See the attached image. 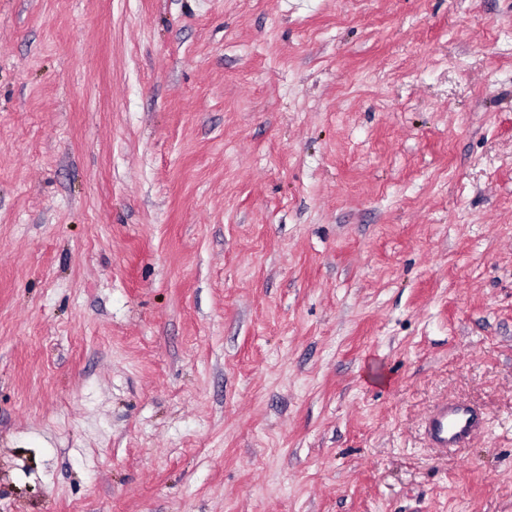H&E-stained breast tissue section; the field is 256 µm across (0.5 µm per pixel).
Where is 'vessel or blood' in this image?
<instances>
[{
  "mask_svg": "<svg viewBox=\"0 0 512 512\" xmlns=\"http://www.w3.org/2000/svg\"><path fill=\"white\" fill-rule=\"evenodd\" d=\"M484 424L473 407L463 402L437 404L424 422L429 442L437 448L462 447Z\"/></svg>",
  "mask_w": 512,
  "mask_h": 512,
  "instance_id": "b4317fda",
  "label": "vessel or blood"
}]
</instances>
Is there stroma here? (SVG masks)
Masks as SVG:
<instances>
[{"label": "stroma", "mask_w": 512, "mask_h": 512, "mask_svg": "<svg viewBox=\"0 0 512 512\" xmlns=\"http://www.w3.org/2000/svg\"><path fill=\"white\" fill-rule=\"evenodd\" d=\"M0 512H512V0H0ZM484 424V418L463 402L437 404L424 422L425 434L435 448H459Z\"/></svg>", "instance_id": "obj_1"}]
</instances>
